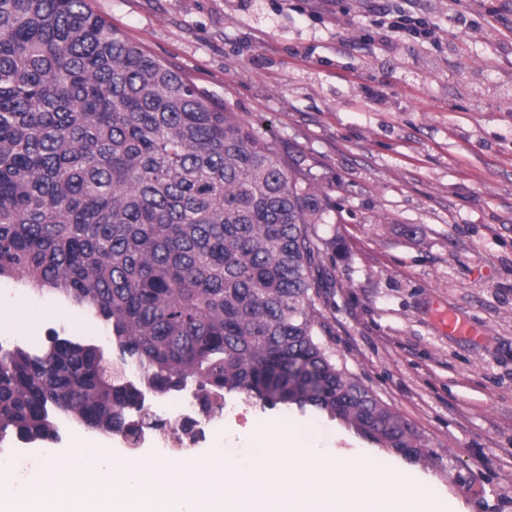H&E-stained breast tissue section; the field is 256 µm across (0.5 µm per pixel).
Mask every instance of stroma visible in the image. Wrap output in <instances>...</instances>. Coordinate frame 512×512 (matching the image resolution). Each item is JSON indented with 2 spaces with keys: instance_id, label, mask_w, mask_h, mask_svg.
Segmentation results:
<instances>
[{
  "instance_id": "obj_1",
  "label": "stroma",
  "mask_w": 512,
  "mask_h": 512,
  "mask_svg": "<svg viewBox=\"0 0 512 512\" xmlns=\"http://www.w3.org/2000/svg\"><path fill=\"white\" fill-rule=\"evenodd\" d=\"M134 44L266 129L334 209L319 232L342 246L323 310L339 364L417 430L419 457L326 416L251 405L212 422H291L332 455L411 471L456 512H512V0H90ZM403 10L446 33H388ZM475 25L456 33V15ZM498 29L496 40L487 25ZM449 309L473 329L437 323ZM40 350L58 335L100 344L99 320L18 288L0 302Z\"/></svg>"
}]
</instances>
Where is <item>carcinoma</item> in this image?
I'll return each mask as SVG.
<instances>
[{
    "label": "carcinoma",
    "mask_w": 512,
    "mask_h": 512,
    "mask_svg": "<svg viewBox=\"0 0 512 512\" xmlns=\"http://www.w3.org/2000/svg\"><path fill=\"white\" fill-rule=\"evenodd\" d=\"M329 212L266 133L89 0H0V280L89 310L117 357L58 336L0 348V439L54 441L66 418L135 443L131 409L190 388L206 413L244 394L419 452L319 337Z\"/></svg>",
    "instance_id": "obj_1"
}]
</instances>
